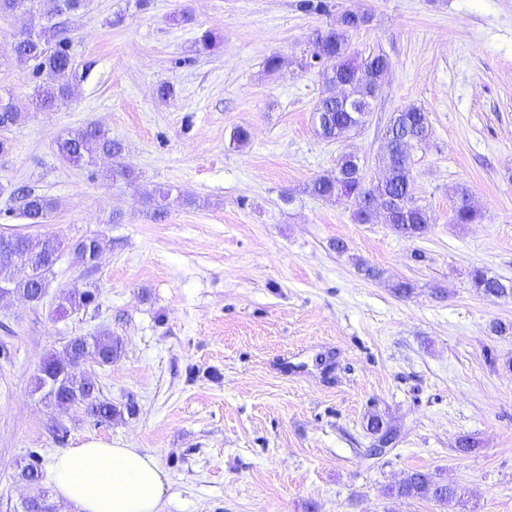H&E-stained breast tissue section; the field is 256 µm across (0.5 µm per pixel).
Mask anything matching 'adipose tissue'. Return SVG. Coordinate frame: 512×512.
<instances>
[{
  "label": "adipose tissue",
  "instance_id": "ef3b65f1",
  "mask_svg": "<svg viewBox=\"0 0 512 512\" xmlns=\"http://www.w3.org/2000/svg\"><path fill=\"white\" fill-rule=\"evenodd\" d=\"M51 478L78 512H163L170 488L154 455L96 437L57 454Z\"/></svg>",
  "mask_w": 512,
  "mask_h": 512
}]
</instances>
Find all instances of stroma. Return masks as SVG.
I'll return each instance as SVG.
<instances>
[{"mask_svg": "<svg viewBox=\"0 0 512 512\" xmlns=\"http://www.w3.org/2000/svg\"><path fill=\"white\" fill-rule=\"evenodd\" d=\"M326 2L306 13L299 0H88L74 17L73 97L8 130L0 228L95 235L102 252L91 270L65 252L41 303L0 300V512L26 495L30 454L47 469L91 436L156 456L171 480L163 512H512V334L489 331L512 322V298L469 280L478 267L512 281V0ZM346 11L369 16L351 51L383 53L389 71L365 125L329 142L312 122L324 84L309 38ZM411 104L432 130L409 156L424 236L356 223L349 198L308 192L346 152L377 178L383 128ZM90 122L120 159L64 162L55 138ZM118 162L133 181L113 178ZM18 186L58 201L47 223L21 217ZM160 186L161 212L147 198ZM463 187L472 224L451 221ZM398 280L410 297L392 293ZM89 283L94 306L57 313L63 292ZM104 329L124 351L84 372L136 412L94 426L83 408L54 410L34 375L71 337ZM373 413L397 430L381 452ZM414 470L461 504L386 499Z\"/></svg>", "mask_w": 512, "mask_h": 512, "instance_id": "obj_1", "label": "stroma"}]
</instances>
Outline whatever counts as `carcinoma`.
Returning <instances> with one entry per match:
<instances>
[{
  "instance_id": "carcinoma-1",
  "label": "carcinoma",
  "mask_w": 512,
  "mask_h": 512,
  "mask_svg": "<svg viewBox=\"0 0 512 512\" xmlns=\"http://www.w3.org/2000/svg\"><path fill=\"white\" fill-rule=\"evenodd\" d=\"M41 0H0V16H8L20 11L34 13ZM58 9L38 23L34 38L19 42L10 48V55L20 64L31 68L32 74L44 72L52 76L47 86L38 87L36 93L22 103L12 94L0 95V131L16 125L27 112H39L53 108L58 102L71 96V73L73 58L70 53L73 29L71 17L85 8L86 0H57ZM366 23V17L356 13H344L336 25L316 31L311 38L313 54L336 58L335 75L324 78L326 90L318 100L314 111L322 113L323 121L317 134L324 140L334 141L355 129L356 113L367 112L374 91L376 75L388 64L382 54L370 53L366 56L353 54L349 49L348 33ZM346 85L351 97L350 103L339 100L336 86ZM401 120L394 131V149L380 156L385 171L382 181L366 183L364 175L358 170L357 156L343 155L333 176H323L313 180L310 192L322 198L330 199L344 188L355 201L354 220L359 224L369 223L363 203L382 201L392 203L396 200L412 201L411 174L407 165L408 149L426 142L431 135L427 112L422 108L409 105L400 110ZM59 156L70 164H91L99 155L114 158L122 153L119 143L105 136L95 123L70 129L56 140ZM25 203L20 215L30 224H43L48 216L57 209L58 203L52 198L24 189ZM479 219V213L470 202L469 193L462 188L459 200L454 206L451 220L455 224H472ZM430 217L422 207L405 209L397 207L396 218L391 227L398 235L413 239L426 233ZM14 251L6 252L0 246V284L11 287V293L24 300L36 303L45 294V281L48 277L47 266L54 262L58 252L50 234L32 238L26 235L13 236ZM101 250L100 239L86 237L73 244L72 251L88 262L95 261ZM36 259L37 268L32 277L19 279L15 276L18 260ZM472 288L486 297H512V282L488 275L476 268L470 272ZM97 300L96 287L92 284L84 289L74 288L60 298L59 311L85 309ZM70 357L48 356L38 369L35 377V389L46 390L45 398L58 410H68L81 406L90 422L101 426L112 422V418L121 414L112 402L101 397L99 387L84 378L81 367L86 357L92 355L100 365H109L121 357L123 343L110 332H100L95 336H75L67 344ZM367 429L373 434L383 433L395 437L392 427L378 414L369 416ZM21 478L35 488L29 502L21 503V512H56L50 501L49 492L42 487L43 471L40 460L32 459L21 467ZM384 496L392 499L401 496L411 499L432 500L442 506L456 500L457 490L447 484H439L432 473L422 470L412 471L397 486H387Z\"/></svg>"
}]
</instances>
